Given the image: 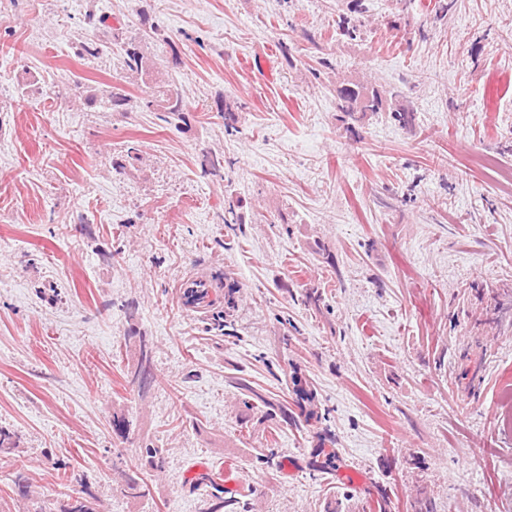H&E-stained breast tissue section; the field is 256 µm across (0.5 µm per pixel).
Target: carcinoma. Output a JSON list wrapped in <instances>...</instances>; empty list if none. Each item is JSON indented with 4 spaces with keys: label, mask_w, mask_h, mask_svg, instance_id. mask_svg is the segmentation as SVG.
I'll list each match as a JSON object with an SVG mask.
<instances>
[{
    "label": "carcinoma",
    "mask_w": 512,
    "mask_h": 512,
    "mask_svg": "<svg viewBox=\"0 0 512 512\" xmlns=\"http://www.w3.org/2000/svg\"><path fill=\"white\" fill-rule=\"evenodd\" d=\"M108 53L106 43L95 39L85 38L77 45V54L85 59H100ZM122 67L139 76L149 74L151 65L145 51L143 40L130 37L122 43L119 52ZM337 108L344 116L354 122H359L367 114L378 112H391L394 120L403 127H411L415 121V111L411 102L401 91L391 89L382 94L362 84L343 83L337 88ZM85 104L89 106L100 105L114 112H125L131 105L132 99L121 87L110 86L101 94L90 93L84 97ZM138 107L149 112H167L179 117L185 111V105L179 94L175 92L158 91L137 101ZM151 362L150 350L145 337H138V361L126 373L127 382L131 385L141 383ZM142 466L152 470L162 468L164 463L163 449L145 445L137 448ZM124 492L133 499L145 498L150 495V489L143 473L133 471L126 473ZM55 512H97L94 497L87 499V504L79 505V497L68 496L59 503Z\"/></svg>",
    "instance_id": "cac0c4a2"
}]
</instances>
